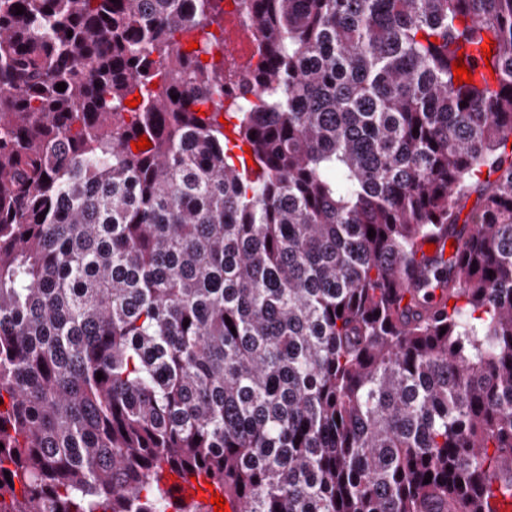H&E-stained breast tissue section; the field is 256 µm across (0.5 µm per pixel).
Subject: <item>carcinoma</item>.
Segmentation results:
<instances>
[{
    "label": "carcinoma",
    "instance_id": "1",
    "mask_svg": "<svg viewBox=\"0 0 512 512\" xmlns=\"http://www.w3.org/2000/svg\"><path fill=\"white\" fill-rule=\"evenodd\" d=\"M222 2L0 0V512H484L512 0H250L246 88ZM179 483L182 487L181 495L187 500V501H198L201 502L209 507H212V510L214 512V505L211 504V495L216 494L220 495L217 492H214L213 489H207L206 484L201 482V485H199L197 482H192V479H190L189 483L182 482L180 479H178L176 476L175 478L169 477V483ZM197 487L201 488V491H197ZM205 489V490H204ZM221 496V495H220Z\"/></svg>",
    "mask_w": 512,
    "mask_h": 512
}]
</instances>
